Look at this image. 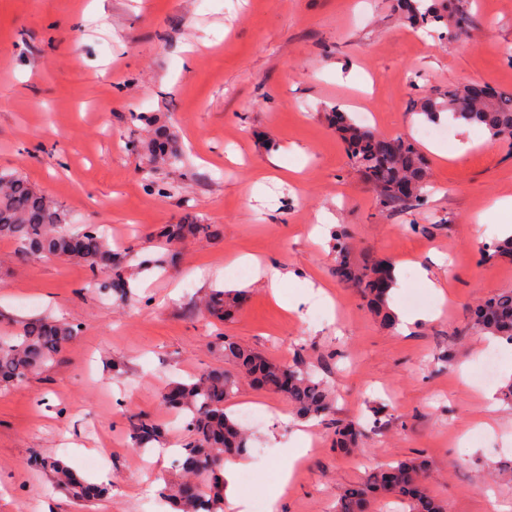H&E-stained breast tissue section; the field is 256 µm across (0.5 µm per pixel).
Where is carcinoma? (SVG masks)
I'll use <instances>...</instances> for the list:
<instances>
[{"label": "carcinoma", "mask_w": 512, "mask_h": 512, "mask_svg": "<svg viewBox=\"0 0 512 512\" xmlns=\"http://www.w3.org/2000/svg\"><path fill=\"white\" fill-rule=\"evenodd\" d=\"M406 19L415 28L434 27L452 33L470 22L468 9L460 5L425 6L419 0H402ZM411 109L435 122L448 113L455 120L483 127L490 139L512 147V95L485 90L474 96L471 85L448 87L436 97L412 101ZM327 124L342 136L352 165L373 185L377 207L382 211L410 212L424 206L427 197L425 159L418 146L400 136H384L355 125L346 113L334 108L324 113ZM153 165L178 160L170 135L159 129L142 143ZM69 215L50 197L33 188L24 178L0 173V240L13 241L33 254H43L85 264L93 275L107 271L110 279L99 290L124 297L139 267L122 260L113 251L104 230L86 224L74 230ZM209 224H171L161 236L167 242L185 235L207 236ZM336 277L354 284L371 311L387 328L397 325L389 307L393 286L392 265L386 260H369L361 265L350 260L347 238H335ZM487 258L512 259V235L494 242L483 253ZM246 299L243 290L215 289L205 301L209 316L219 322L232 317ZM475 332L495 336L512 344V290L498 293L472 310ZM78 334V328L52 318L27 322L14 336L0 338V384H8L53 361L61 345ZM232 369L211 370L187 381L168 384L172 398L163 406L181 418L188 433L181 444L178 465L188 476L180 484H165L159 496L173 512H224V461L248 452L249 437L224 408V402L243 380L284 397L295 415L302 419H328L336 447L351 448L362 437L352 422L332 418L335 395L332 389L302 365L301 359L286 368L247 348L229 336L216 337ZM129 437L139 450L162 442L161 423L146 414L130 417ZM34 462L50 472L70 498L90 503L84 490L90 484L58 459L35 456ZM430 475L424 462L397 460L373 471L366 480L345 488L336 512H366L370 500L396 496L407 512H446L429 491Z\"/></svg>", "instance_id": "1"}]
</instances>
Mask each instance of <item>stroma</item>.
<instances>
[{
  "label": "stroma",
  "instance_id": "stroma-1",
  "mask_svg": "<svg viewBox=\"0 0 512 512\" xmlns=\"http://www.w3.org/2000/svg\"><path fill=\"white\" fill-rule=\"evenodd\" d=\"M393 0H0V171L25 178L80 224L107 227L111 244L144 262L124 300L91 287L87 266L21 253L0 240V335L35 318L79 325L53 364L0 386V512H76L32 463L53 456L108 495L87 512H141L161 480L180 473L149 455L156 479L137 477L133 413L158 419L164 441L186 438L161 404L168 382L224 368L217 334L292 365L305 355L336 392L335 415L359 425L358 447L334 446L326 424L301 464L283 512H336L348 485L398 459L426 461L430 491L447 512H512V407L486 413L483 393L512 380V345L472 328L474 305L512 290V260H484L501 239L485 214L512 197V148L477 125L448 121L425 149L428 202L378 211L370 184L323 119L337 107L374 112L372 130L415 137L409 103L458 84L512 92V0H474L463 29L412 28ZM179 144L153 167L140 145L156 128ZM289 167L285 175L272 157ZM215 225L211 238L158 237L184 216ZM355 262L409 260L391 293L395 310L429 318L408 334L384 327L356 288L336 277V234ZM169 255L165 267L148 259ZM239 255L278 260L284 291L319 281L317 299L282 309ZM450 295L437 314L417 266ZM244 289L230 320L204 316L210 289ZM492 384L476 377L489 351ZM259 404L238 493L263 498L300 421L282 396L242 385L227 404ZM488 419L491 430L478 428Z\"/></svg>",
  "mask_w": 512,
  "mask_h": 512
}]
</instances>
